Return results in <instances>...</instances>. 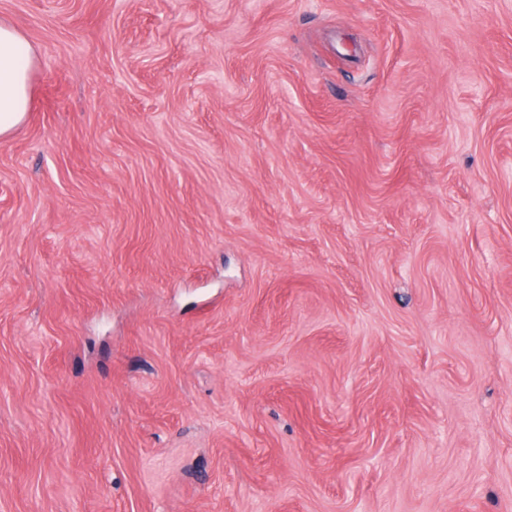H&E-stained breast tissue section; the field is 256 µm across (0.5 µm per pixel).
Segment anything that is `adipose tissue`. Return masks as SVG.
I'll return each mask as SVG.
<instances>
[{"label": "adipose tissue", "instance_id": "1", "mask_svg": "<svg viewBox=\"0 0 512 512\" xmlns=\"http://www.w3.org/2000/svg\"><path fill=\"white\" fill-rule=\"evenodd\" d=\"M35 49L22 32L0 24V138L10 136L30 110Z\"/></svg>", "mask_w": 512, "mask_h": 512}]
</instances>
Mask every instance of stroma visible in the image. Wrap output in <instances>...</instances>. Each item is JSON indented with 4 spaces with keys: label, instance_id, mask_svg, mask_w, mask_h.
I'll list each match as a JSON object with an SVG mask.
<instances>
[{
    "label": "stroma",
    "instance_id": "1",
    "mask_svg": "<svg viewBox=\"0 0 512 512\" xmlns=\"http://www.w3.org/2000/svg\"><path fill=\"white\" fill-rule=\"evenodd\" d=\"M0 21V512H512V0ZM33 44L22 32L0 24V138L10 136L30 111V73L35 65Z\"/></svg>",
    "mask_w": 512,
    "mask_h": 512
}]
</instances>
